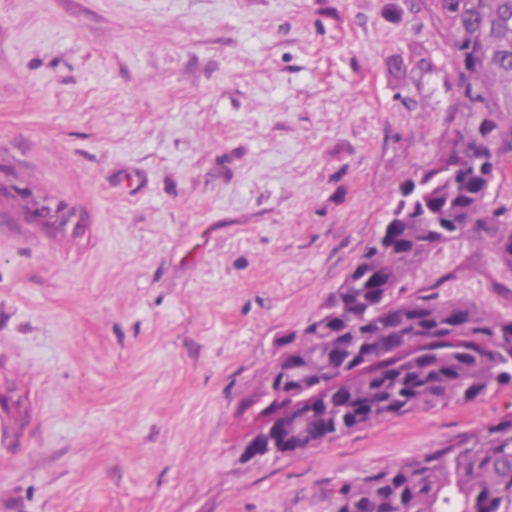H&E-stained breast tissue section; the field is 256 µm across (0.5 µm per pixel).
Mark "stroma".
Masks as SVG:
<instances>
[{"label": "stroma", "mask_w": 512, "mask_h": 512, "mask_svg": "<svg viewBox=\"0 0 512 512\" xmlns=\"http://www.w3.org/2000/svg\"><path fill=\"white\" fill-rule=\"evenodd\" d=\"M447 55L421 0H0V169L78 219L0 216V512H335L512 412L493 388L239 461L266 375L452 138ZM434 293L512 318L487 244L394 290Z\"/></svg>", "instance_id": "stroma-1"}]
</instances>
